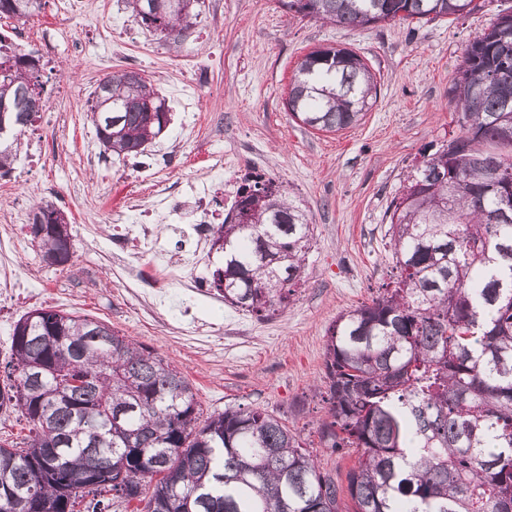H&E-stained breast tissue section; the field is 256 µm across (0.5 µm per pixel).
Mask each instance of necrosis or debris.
I'll return each instance as SVG.
<instances>
[{"label": "necrosis or debris", "mask_w": 512, "mask_h": 512, "mask_svg": "<svg viewBox=\"0 0 512 512\" xmlns=\"http://www.w3.org/2000/svg\"><path fill=\"white\" fill-rule=\"evenodd\" d=\"M219 181V176L209 174L185 187L158 176L152 179L147 198L129 197L126 206L113 214L117 239L126 249L123 261L129 265L133 281H142L151 270L177 278L194 274L201 239L222 215L212 203ZM167 212L191 219L180 230L184 245L176 256L163 247L154 225L155 219Z\"/></svg>", "instance_id": "4bbe7bcc"}]
</instances>
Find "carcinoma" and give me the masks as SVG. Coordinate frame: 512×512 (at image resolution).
Here are the masks:
<instances>
[{
  "label": "carcinoma",
  "mask_w": 512,
  "mask_h": 512,
  "mask_svg": "<svg viewBox=\"0 0 512 512\" xmlns=\"http://www.w3.org/2000/svg\"><path fill=\"white\" fill-rule=\"evenodd\" d=\"M0 0V17L30 18L45 0ZM290 10L362 28L391 21L459 18L477 0H285ZM134 21L163 36L198 18L169 0H125ZM32 52L0 43V120L20 134L45 92ZM448 98L463 134L422 153L392 201L387 229L397 276L369 304L341 313L325 343L328 416L318 427L332 452L357 453L347 485L276 417L227 407L203 416L191 383L146 346L93 318L53 309L15 323L0 381V411L30 425L24 446L0 444V512H71L87 492L92 512L112 498L144 512H512V8L467 46ZM377 99L374 75L355 52L326 47L298 63L286 108L304 125L336 132ZM168 112L142 75L112 74L89 108L104 152L136 156L163 130L147 101ZM17 148L0 140V174ZM262 196L250 223L238 209ZM213 225L223 266L210 288L258 316L288 308L304 283L313 238L305 210L275 181L249 175ZM42 203L32 240L43 262L72 258L68 230ZM112 494L105 500L101 495Z\"/></svg>",
  "instance_id": "carcinoma-1"
}]
</instances>
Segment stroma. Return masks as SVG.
Here are the masks:
<instances>
[{
  "instance_id": "35a3bbf8",
  "label": "stroma",
  "mask_w": 512,
  "mask_h": 512,
  "mask_svg": "<svg viewBox=\"0 0 512 512\" xmlns=\"http://www.w3.org/2000/svg\"><path fill=\"white\" fill-rule=\"evenodd\" d=\"M60 2L47 0L29 23L0 20L7 43L40 50L46 99L18 139L12 172L0 177V231L15 228L22 246L14 271L31 283L23 296L0 294V369L25 312L87 315L175 366L204 413L240 406L281 418L316 449L322 470L344 482L356 454L321 449L318 434L327 405L314 386L325 376L326 332L339 314L371 303L393 281L388 207L423 148L459 134L448 88L468 43L495 21L500 0H485L482 11L453 21L360 29L303 16L282 0H197V22L178 47L131 20L122 34L125 49L107 69L86 64L82 48L109 42L123 4L89 0L88 13L67 18L66 36L41 48L31 26L55 23ZM326 46L353 50L377 78L376 103L337 132L304 126L285 107L298 61ZM197 61L204 67L192 127L174 115L142 155L88 158V145L98 139L87 112L101 79L133 69L165 95ZM214 151L223 154L225 197L235 196L246 175H263L282 185L313 227L306 282L285 313L259 317L198 294L185 296L184 307L171 313L132 304L128 276L113 258L111 207L133 193L147 196L144 170L156 162L167 161L169 179L184 183L205 170ZM42 201L70 224L73 257L62 268L41 261L28 224L16 220ZM193 316L224 330L203 339L182 335L180 323Z\"/></svg>"
}]
</instances>
